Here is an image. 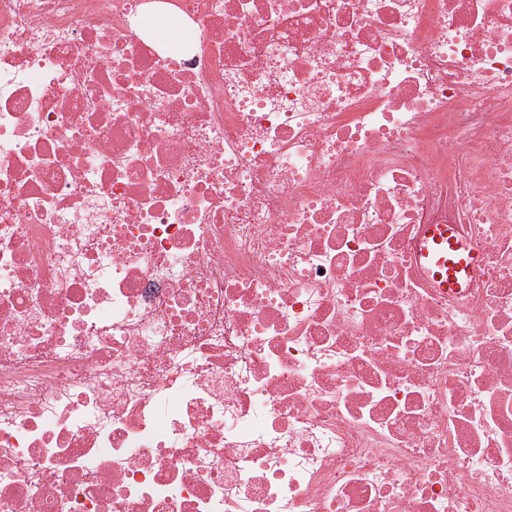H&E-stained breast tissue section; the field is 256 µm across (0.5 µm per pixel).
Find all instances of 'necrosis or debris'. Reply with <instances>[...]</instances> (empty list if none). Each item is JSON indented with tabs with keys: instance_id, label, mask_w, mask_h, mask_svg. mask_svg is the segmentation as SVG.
<instances>
[{
	"instance_id": "1",
	"label": "necrosis or debris",
	"mask_w": 512,
	"mask_h": 512,
	"mask_svg": "<svg viewBox=\"0 0 512 512\" xmlns=\"http://www.w3.org/2000/svg\"><path fill=\"white\" fill-rule=\"evenodd\" d=\"M0 512H512V0H0ZM417 260L432 276L436 288L446 292L466 288L481 263L479 253L467 241L458 239L448 224L429 226L426 246Z\"/></svg>"
}]
</instances>
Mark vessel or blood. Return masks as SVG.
Segmentation results:
<instances>
[{
    "label": "vessel or blood",
    "mask_w": 512,
    "mask_h": 512,
    "mask_svg": "<svg viewBox=\"0 0 512 512\" xmlns=\"http://www.w3.org/2000/svg\"><path fill=\"white\" fill-rule=\"evenodd\" d=\"M418 261L432 277L436 287L448 292L465 288L479 267V253L465 240L457 238L445 224L430 225L426 245Z\"/></svg>",
    "instance_id": "b4317fda"
}]
</instances>
